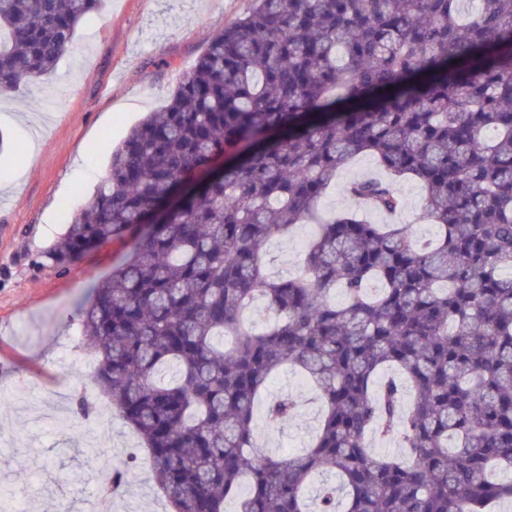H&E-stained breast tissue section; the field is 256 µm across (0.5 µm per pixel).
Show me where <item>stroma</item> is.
<instances>
[{
    "instance_id": "obj_1",
    "label": "stroma",
    "mask_w": 512,
    "mask_h": 512,
    "mask_svg": "<svg viewBox=\"0 0 512 512\" xmlns=\"http://www.w3.org/2000/svg\"><path fill=\"white\" fill-rule=\"evenodd\" d=\"M256 4L103 0L100 13L79 25L54 72L0 99V132L11 142L0 153V512H86L100 474L131 455L137 463L113 512H156L162 493L140 465L148 452L118 411L77 424L65 411L38 426L14 396L43 403L48 388L63 387L72 397L88 392L103 398L94 370L83 365L88 350L67 349L62 338L77 329V307L89 288L131 253L134 240L91 249L69 267H58L50 253L71 221L60 203L72 200L77 209L88 204L129 130L167 102L211 35ZM381 175L371 156L355 157L321 201L323 213L357 208L347 184ZM395 189L404 202L401 212H371L368 220L407 224L415 236L436 237L421 186L406 179ZM302 254L297 233L272 238L269 272H294ZM268 392L290 394L298 407L275 427L255 415L254 430L265 435L267 452L283 456L309 447L323 409L307 380L288 368Z\"/></svg>"
}]
</instances>
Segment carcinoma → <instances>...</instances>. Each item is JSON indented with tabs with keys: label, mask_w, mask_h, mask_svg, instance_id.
<instances>
[{
	"label": "carcinoma",
	"mask_w": 512,
	"mask_h": 512,
	"mask_svg": "<svg viewBox=\"0 0 512 512\" xmlns=\"http://www.w3.org/2000/svg\"><path fill=\"white\" fill-rule=\"evenodd\" d=\"M101 0H0V97L55 70ZM258 0L212 35L136 124L51 253L136 234L79 304V344L151 456L173 512H490L512 501V0ZM368 153L413 179L439 235L354 211L317 225L303 268L265 247L311 219ZM347 193L395 214L388 181ZM341 291V303L331 294ZM273 315L262 331L246 310ZM232 337L224 346V336ZM290 365L325 411L311 445L254 446L256 402ZM295 400L266 406L278 425ZM399 439L380 459L368 433Z\"/></svg>",
	"instance_id": "1"
}]
</instances>
